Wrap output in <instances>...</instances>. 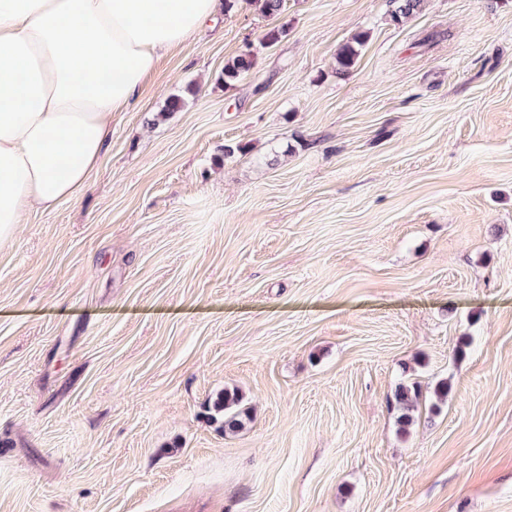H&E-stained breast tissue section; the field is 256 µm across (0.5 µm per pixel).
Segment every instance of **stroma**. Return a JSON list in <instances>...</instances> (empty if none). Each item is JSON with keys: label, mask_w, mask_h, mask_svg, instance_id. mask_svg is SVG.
<instances>
[{"label": "stroma", "mask_w": 512, "mask_h": 512, "mask_svg": "<svg viewBox=\"0 0 512 512\" xmlns=\"http://www.w3.org/2000/svg\"><path fill=\"white\" fill-rule=\"evenodd\" d=\"M391 10L240 0L0 247V512H512V0ZM255 55L246 50L224 64L223 82L225 89H231L254 68ZM420 396H422V388L417 381L410 384H400L396 388L394 399L400 411L397 423L401 431H405L407 427L413 424V411ZM243 396L237 390L228 389L218 393L209 406L213 413L210 419L219 423V428L227 434L237 433L245 428L250 420L249 408L242 406Z\"/></svg>", "instance_id": "35a3bbf8"}]
</instances>
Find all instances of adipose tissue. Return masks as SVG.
Returning <instances> with one entry per match:
<instances>
[{"label": "adipose tissue", "instance_id": "obj_1", "mask_svg": "<svg viewBox=\"0 0 512 512\" xmlns=\"http://www.w3.org/2000/svg\"><path fill=\"white\" fill-rule=\"evenodd\" d=\"M215 12L216 0H0V242L82 192L113 115Z\"/></svg>", "mask_w": 512, "mask_h": 512}]
</instances>
